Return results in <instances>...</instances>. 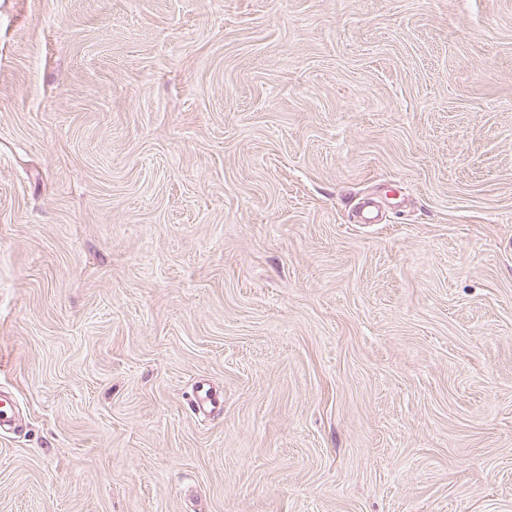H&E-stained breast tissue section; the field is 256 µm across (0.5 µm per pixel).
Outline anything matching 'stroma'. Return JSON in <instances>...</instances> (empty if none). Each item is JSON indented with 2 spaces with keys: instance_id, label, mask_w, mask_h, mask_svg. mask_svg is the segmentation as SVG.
Returning <instances> with one entry per match:
<instances>
[{
  "instance_id": "obj_1",
  "label": "stroma",
  "mask_w": 512,
  "mask_h": 512,
  "mask_svg": "<svg viewBox=\"0 0 512 512\" xmlns=\"http://www.w3.org/2000/svg\"><path fill=\"white\" fill-rule=\"evenodd\" d=\"M3 395L0 512H512V0H0ZM198 384L194 400L198 413L202 415L220 414L224 409L222 395L213 392L206 383L199 382Z\"/></svg>"
}]
</instances>
